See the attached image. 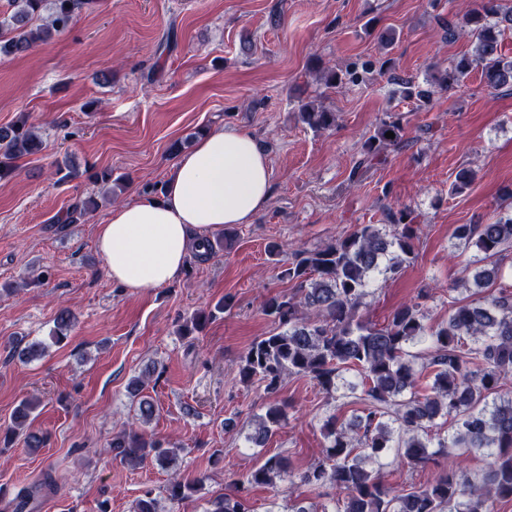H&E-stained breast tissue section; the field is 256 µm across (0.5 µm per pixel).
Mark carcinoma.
<instances>
[{
    "mask_svg": "<svg viewBox=\"0 0 512 512\" xmlns=\"http://www.w3.org/2000/svg\"><path fill=\"white\" fill-rule=\"evenodd\" d=\"M9 10L0 12V57L25 55L38 45L65 32L76 15L92 0H7ZM446 39L466 36L472 51L433 76L444 91L460 86L474 70L481 72L486 87L512 91V57L501 52L505 33L512 32V0H471L461 13L443 23ZM385 72L399 85L403 98L427 104L432 91L413 80ZM320 80L336 87L359 80L353 69L324 68ZM300 118L311 128L336 126V113L300 105ZM403 115L386 112L362 145L363 158L352 175L401 140ZM394 137L387 138V132ZM35 126L23 117L0 128V180L12 178L16 162L41 150ZM476 173L459 170L452 191L468 189ZM510 203L484 224H460L455 237L472 239L490 267L472 276L474 293L486 295L451 308L448 319L434 326L424 323L419 303L395 309L382 325L363 319L360 308L377 277L393 279L415 261L419 225L410 207L389 208L383 224H357L349 233L314 249L298 248L283 260L280 278L293 283L295 292L267 299L264 314L281 331L254 341L242 355L238 376L244 384L260 382L268 395L278 392L286 375L308 377L327 395H333L346 372L354 371L357 382L349 383L358 397L360 414L345 422L337 416L323 423L329 445L325 460L309 468L302 480L317 488H330L336 512H493L497 502L512 501V395L502 391L504 377L512 373V291L489 290L498 277L503 251L512 247V189L504 192ZM97 205L92 195L77 200L58 219L74 224ZM215 317L211 311L193 313L180 328V335L202 331ZM72 313L58 311L51 337L60 344L68 338ZM422 344L427 363L417 365L409 347ZM35 406L21 400L4 440L12 441ZM452 418L454 429L433 440L436 420ZM285 418L274 402L255 421L249 436L257 447L271 436ZM115 456L132 467L147 462L172 464L180 449L148 437L129 423L112 439ZM455 451L481 453L491 458L488 470L472 476L452 468L427 486L396 493L384 483L382 458L394 454L398 464L425 467ZM289 476L288 461L268 457L249 472L248 485L277 487ZM55 479L47 473L32 490L21 492L13 512H25L29 500L42 492L52 493ZM203 490V479L175 478L165 488L167 499L178 503ZM209 512H250L243 498L219 496Z\"/></svg>",
    "mask_w": 512,
    "mask_h": 512,
    "instance_id": "cac0c4a2",
    "label": "carcinoma"
}]
</instances>
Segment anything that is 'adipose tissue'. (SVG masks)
I'll return each instance as SVG.
<instances>
[{
	"label": "adipose tissue",
	"mask_w": 512,
	"mask_h": 512,
	"mask_svg": "<svg viewBox=\"0 0 512 512\" xmlns=\"http://www.w3.org/2000/svg\"><path fill=\"white\" fill-rule=\"evenodd\" d=\"M271 196L269 161L255 137L214 128L179 155L159 195L113 206L96 245L113 283L157 288L177 279L195 246L251 223Z\"/></svg>",
	"instance_id": "1"
}]
</instances>
